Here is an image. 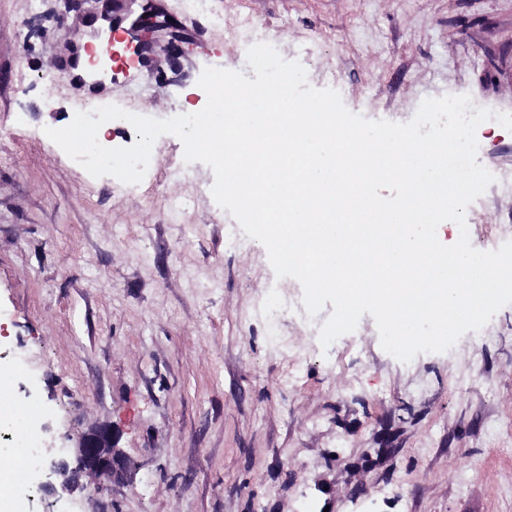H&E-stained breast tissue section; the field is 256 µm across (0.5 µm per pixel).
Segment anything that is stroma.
<instances>
[{"label": "stroma", "instance_id": "stroma-1", "mask_svg": "<svg viewBox=\"0 0 512 512\" xmlns=\"http://www.w3.org/2000/svg\"><path fill=\"white\" fill-rule=\"evenodd\" d=\"M189 36L177 64L112 57V81H72L90 38L61 0H0V380L45 458L110 424L136 463L126 480L58 500L31 471L15 512H512V304L444 353L404 364L375 320L329 347L257 305L301 295L213 198L181 141L159 137L152 173L125 190L92 177L44 133L109 100L155 119L202 108L204 68L255 73L246 44L156 0ZM251 16L370 120L410 121L422 100L466 95L512 113V0H210ZM494 182L466 212L481 251L512 240V132L477 130ZM281 332L310 346L293 368Z\"/></svg>", "mask_w": 512, "mask_h": 512}]
</instances>
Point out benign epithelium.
I'll return each instance as SVG.
<instances>
[{
	"mask_svg": "<svg viewBox=\"0 0 512 512\" xmlns=\"http://www.w3.org/2000/svg\"><path fill=\"white\" fill-rule=\"evenodd\" d=\"M112 8L123 9L133 17L131 28L123 31L127 40L126 50L145 64L152 56L174 52L185 40V33L158 11L152 0H104ZM118 434L110 425H102L82 435L75 446V465L65 459L53 460L44 472L40 487L51 496L74 493L80 485L82 474L89 472L98 479L100 486H107L123 479L136 469L137 463L116 447Z\"/></svg>",
	"mask_w": 512,
	"mask_h": 512,
	"instance_id": "obj_1",
	"label": "benign epithelium"
}]
</instances>
